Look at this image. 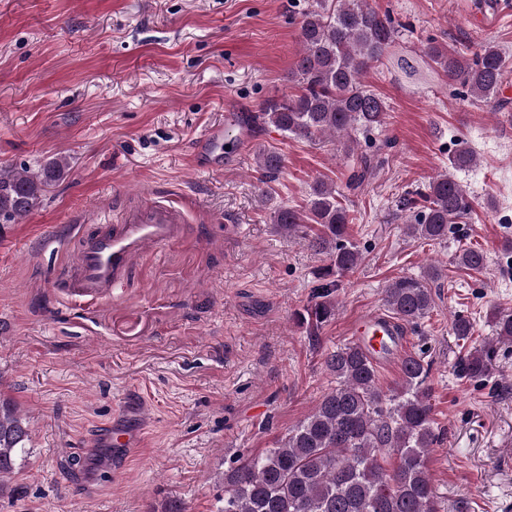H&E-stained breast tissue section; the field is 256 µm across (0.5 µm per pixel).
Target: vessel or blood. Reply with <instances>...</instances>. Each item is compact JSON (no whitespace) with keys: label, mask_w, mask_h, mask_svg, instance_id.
<instances>
[{"label":"vessel or blood","mask_w":512,"mask_h":512,"mask_svg":"<svg viewBox=\"0 0 512 512\" xmlns=\"http://www.w3.org/2000/svg\"><path fill=\"white\" fill-rule=\"evenodd\" d=\"M251 146L245 128L229 133L223 124L205 128L192 148L196 169L220 172L235 166L238 158ZM182 233V218L175 209L161 204L128 214L123 223L111 231H85L74 250L72 267L75 277L70 282L71 293L77 297L100 298L120 287L133 259L148 249H162L176 241ZM403 325L375 312L363 316L352 331L354 342L363 346L382 363H396L403 352L400 341ZM144 429L134 428L114 420L100 433L101 440L115 454L130 458L141 447Z\"/></svg>","instance_id":"obj_1"}]
</instances>
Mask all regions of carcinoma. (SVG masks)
<instances>
[{"label":"carcinoma","mask_w":512,"mask_h":512,"mask_svg":"<svg viewBox=\"0 0 512 512\" xmlns=\"http://www.w3.org/2000/svg\"><path fill=\"white\" fill-rule=\"evenodd\" d=\"M397 36L391 16L372 8L368 0H311L299 22L302 50L293 69L297 90L268 101L249 117L250 124L269 125L309 142L338 137L347 155H353V135L367 138L387 124L384 100L367 89L362 76L392 53ZM422 54L448 76V83L460 85L486 111H499L498 90L512 72V57L498 45L485 43L467 56L430 39ZM282 164L277 151H259L260 182L275 177ZM475 164L476 155L468 147L450 158L455 170ZM68 170L62 156L34 169L26 164L0 167V222L16 224L40 209L47 188L63 180ZM400 204L414 213L406 233L431 242L448 240L452 226L473 211L472 198L449 173L434 177L426 190L405 196ZM353 221L337 200L335 186L324 180L311 187L306 210L284 207L274 213L273 223L289 231L319 225L308 246L329 264L298 314L311 337L335 314L337 278L361 262L362 253L350 233ZM454 260L470 271L488 263L483 250L470 246L456 252ZM440 277L438 268L431 266L420 278L402 275L391 280L384 289V304L393 318L404 324L425 318L432 309L431 284ZM491 323L496 340L511 344L512 312L492 313ZM452 329L464 342L474 335L473 322L463 315L454 317ZM324 365L336 387L276 447L242 456L224 471V508L219 512H440L427 467L431 448L439 442L430 403L431 364L420 355L403 354L399 380L388 389L379 384L374 359L356 344L327 353ZM457 369L463 378L484 381L492 374L489 351L470 349L460 356ZM29 437L17 408L1 402L0 484L27 453Z\"/></svg>","instance_id":"1"}]
</instances>
